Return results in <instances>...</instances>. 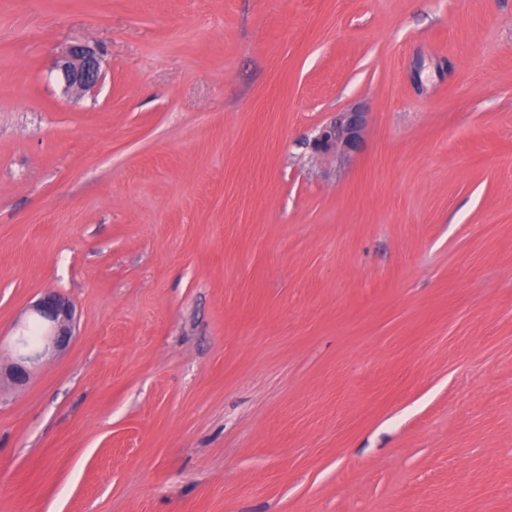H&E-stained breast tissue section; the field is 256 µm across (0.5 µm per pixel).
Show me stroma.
Wrapping results in <instances>:
<instances>
[{"label": "stroma", "mask_w": 512, "mask_h": 512, "mask_svg": "<svg viewBox=\"0 0 512 512\" xmlns=\"http://www.w3.org/2000/svg\"><path fill=\"white\" fill-rule=\"evenodd\" d=\"M47 292L0 512H512V0H0L4 371ZM58 80L65 92L83 94L94 90L102 79L101 62L97 52L80 42L69 46L56 63ZM368 124V113L351 107L336 114L318 130L310 143L313 154L344 162L357 154ZM34 313L41 320L44 336H52L57 345L68 343L72 336V307L55 293H46L35 305Z\"/></svg>", "instance_id": "obj_1"}]
</instances>
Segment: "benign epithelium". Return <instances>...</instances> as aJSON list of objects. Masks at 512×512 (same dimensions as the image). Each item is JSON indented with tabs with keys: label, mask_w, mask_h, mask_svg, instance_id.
<instances>
[{
	"label": "benign epithelium",
	"mask_w": 512,
	"mask_h": 512,
	"mask_svg": "<svg viewBox=\"0 0 512 512\" xmlns=\"http://www.w3.org/2000/svg\"><path fill=\"white\" fill-rule=\"evenodd\" d=\"M56 72L64 90L79 95L94 90L102 79L97 52L80 42L70 45L66 54L60 57ZM367 124L368 113L358 107L336 113L317 130L310 143L313 154L331 157L338 162L350 159L360 150ZM33 310L45 328V335L53 337L59 346L68 343L72 336V307L68 301L49 292L33 305ZM38 357L39 351L27 335H20L16 343V362L11 367L15 379H25L26 364Z\"/></svg>",
	"instance_id": "1"
}]
</instances>
